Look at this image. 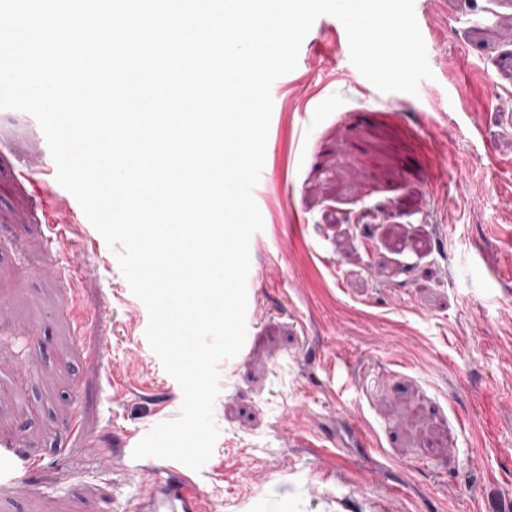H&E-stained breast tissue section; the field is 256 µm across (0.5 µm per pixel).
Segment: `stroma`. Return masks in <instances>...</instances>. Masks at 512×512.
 Instances as JSON below:
<instances>
[{
	"label": "stroma",
	"instance_id": "obj_1",
	"mask_svg": "<svg viewBox=\"0 0 512 512\" xmlns=\"http://www.w3.org/2000/svg\"><path fill=\"white\" fill-rule=\"evenodd\" d=\"M414 12L417 94L380 92L331 15L271 87L202 512L512 507V0ZM148 322L35 117L0 110V448L38 463L24 488L0 479V512H116L140 491L144 460L89 445L180 412Z\"/></svg>",
	"mask_w": 512,
	"mask_h": 512
}]
</instances>
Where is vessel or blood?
I'll use <instances>...</instances> for the list:
<instances>
[{"instance_id":"1","label":"vessel or blood","mask_w":512,"mask_h":512,"mask_svg":"<svg viewBox=\"0 0 512 512\" xmlns=\"http://www.w3.org/2000/svg\"><path fill=\"white\" fill-rule=\"evenodd\" d=\"M35 462L25 460L14 452H0V477L22 485L24 472L35 469ZM201 492L184 471L175 466L147 471V481L140 496L134 498L133 512H199Z\"/></svg>"}]
</instances>
